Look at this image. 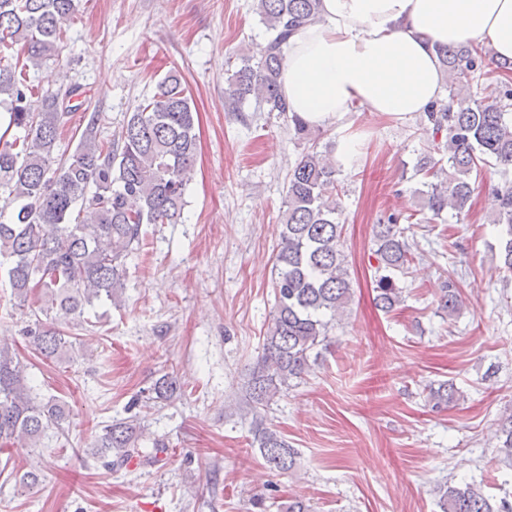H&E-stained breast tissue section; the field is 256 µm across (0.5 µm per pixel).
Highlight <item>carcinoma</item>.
<instances>
[{
	"instance_id": "cac0c4a2",
	"label": "carcinoma",
	"mask_w": 512,
	"mask_h": 512,
	"mask_svg": "<svg viewBox=\"0 0 512 512\" xmlns=\"http://www.w3.org/2000/svg\"><path fill=\"white\" fill-rule=\"evenodd\" d=\"M79 0H0V49L15 51V62L0 66V103H8L10 122L0 133V214L12 208L10 220H0V259L14 296L25 304L37 294L38 311L26 331L47 360L72 354L75 342L52 327L56 322L77 326L85 309L105 298L119 304L125 288L127 258L145 239L146 224H175L185 206L197 151L196 112L181 71L171 69L159 82L158 93L139 104L111 140L97 135V118L82 132L68 159L54 156L57 140L78 88L50 92L35 99L27 68L59 56L63 24L78 11ZM267 32L256 64L249 62L228 79L225 98L241 111L253 97L269 112L288 116L294 135L311 140L310 124L288 108L279 77L285 47L293 31L320 18L321 0H256ZM449 77V99L425 113L437 158L419 155L416 190L431 221H446L470 210L472 177L486 166L512 170V62L486 69L487 53L474 46L437 47ZM474 83L485 96L470 99ZM335 160L317 150L303 149L288 171L285 210L274 255L273 310L263 336L262 354L249 382L254 406L268 404L290 381L310 367L313 351L325 345L336 316L351 297L346 256L341 249L339 189ZM489 216L500 226L496 270L512 273V181L493 191ZM413 216L390 215L374 227L373 290L375 304L391 312L402 301L399 279L420 258L408 228L400 221ZM438 308L450 316L461 309L457 280L441 288ZM51 320L43 323L42 318ZM27 366L0 344V445L36 448L48 433H64L71 409L60 399L36 392ZM181 391L177 377L158 378L153 399L170 401ZM455 395L442 384L430 391L432 408L440 409ZM253 443L265 462L280 473L292 471L298 452L279 431L256 417ZM137 415L105 425L93 454L112 456L107 466L138 460L153 463L168 447L156 438L142 446ZM498 453L512 460V413L496 423ZM440 512H512V502L495 501L476 484L438 485Z\"/></svg>"
}]
</instances>
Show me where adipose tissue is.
<instances>
[{
    "label": "adipose tissue",
    "instance_id": "1",
    "mask_svg": "<svg viewBox=\"0 0 512 512\" xmlns=\"http://www.w3.org/2000/svg\"><path fill=\"white\" fill-rule=\"evenodd\" d=\"M512 60V0H322L288 40L281 90L312 125L363 111L408 119L444 93L437 46Z\"/></svg>",
    "mask_w": 512,
    "mask_h": 512
}]
</instances>
